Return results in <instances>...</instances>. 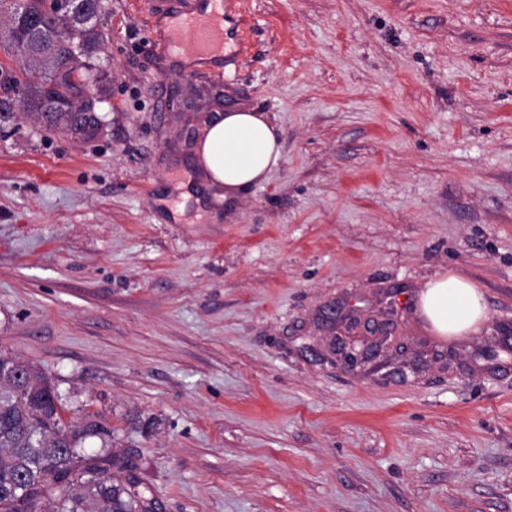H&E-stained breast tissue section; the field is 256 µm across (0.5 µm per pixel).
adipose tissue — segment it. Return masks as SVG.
I'll return each mask as SVG.
<instances>
[{
    "label": "adipose tissue",
    "mask_w": 512,
    "mask_h": 512,
    "mask_svg": "<svg viewBox=\"0 0 512 512\" xmlns=\"http://www.w3.org/2000/svg\"><path fill=\"white\" fill-rule=\"evenodd\" d=\"M206 178L225 194L264 183L283 160L280 130L268 113L254 108L229 109L206 129L196 148ZM420 310L443 336L474 330L484 319L482 293L456 276L430 280L420 294Z\"/></svg>",
    "instance_id": "adipose-tissue-1"
}]
</instances>
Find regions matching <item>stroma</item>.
I'll return each mask as SVG.
<instances>
[{
	"instance_id": "35a3bbf8",
	"label": "stroma",
	"mask_w": 512,
	"mask_h": 512,
	"mask_svg": "<svg viewBox=\"0 0 512 512\" xmlns=\"http://www.w3.org/2000/svg\"><path fill=\"white\" fill-rule=\"evenodd\" d=\"M100 0L95 134L0 128V350L97 413L158 512H512V0H229L223 85ZM281 130L232 200L218 112ZM486 317L437 335L433 278ZM384 319L332 360L331 307ZM196 159L212 184L224 186L225 199L264 183L281 165L280 130L267 112L248 107L229 109L205 130ZM420 310L442 336L474 330L485 318L483 294L472 282L457 275L430 280L420 294ZM372 322L373 327L371 328V333L373 336H377L375 341L364 340L365 343H362L360 347L357 348L354 343L346 339H338V354L349 366L353 367L376 357L383 348V345L389 340L390 336L388 335H390V332L388 331L386 323L374 320H372Z\"/></svg>"
}]
</instances>
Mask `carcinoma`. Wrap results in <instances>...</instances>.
Here are the masks:
<instances>
[{
  "mask_svg": "<svg viewBox=\"0 0 512 512\" xmlns=\"http://www.w3.org/2000/svg\"><path fill=\"white\" fill-rule=\"evenodd\" d=\"M0 10L12 19L0 45L26 61L17 72L0 64V122H10L21 102L40 113L49 133L97 126L78 107L97 82L92 58L106 40L91 3L65 0L49 15L44 0H0ZM65 411L40 368L0 352V512H155L136 461L112 453L105 418L89 413L68 422ZM93 438L101 448L90 452Z\"/></svg>",
  "mask_w": 512,
  "mask_h": 512,
  "instance_id": "carcinoma-1",
  "label": "carcinoma"
}]
</instances>
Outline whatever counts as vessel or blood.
<instances>
[{
	"mask_svg": "<svg viewBox=\"0 0 512 512\" xmlns=\"http://www.w3.org/2000/svg\"><path fill=\"white\" fill-rule=\"evenodd\" d=\"M209 10L172 12L169 0H151L148 31L161 53L181 50L190 57L224 49V0H208Z\"/></svg>",
	"mask_w": 512,
	"mask_h": 512,
	"instance_id": "obj_1",
	"label": "vessel or blood"
}]
</instances>
